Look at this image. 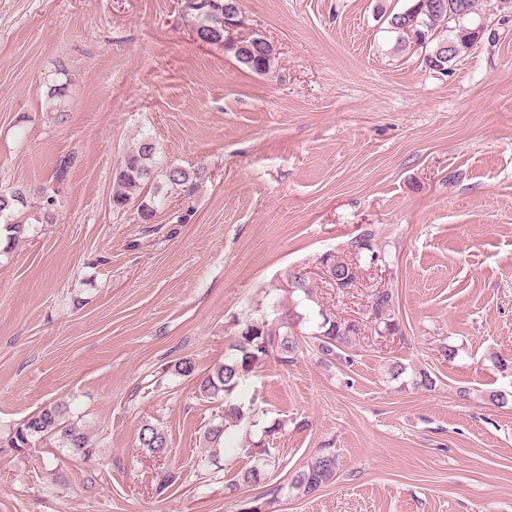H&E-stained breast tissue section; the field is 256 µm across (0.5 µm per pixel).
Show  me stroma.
Segmentation results:
<instances>
[{
  "label": "stroma",
  "instance_id": "stroma-1",
  "mask_svg": "<svg viewBox=\"0 0 512 512\" xmlns=\"http://www.w3.org/2000/svg\"><path fill=\"white\" fill-rule=\"evenodd\" d=\"M405 4L239 0V35L274 48L258 74L198 42L182 0H0V184L44 185L71 162L52 223L0 255V512H237L268 485L277 512H512V404L484 401L512 392V20L491 15L495 44L444 75L394 52L381 16ZM146 133L207 178L188 223L134 249L142 226L113 208L112 172ZM365 230L385 269L346 293L313 282L324 310L362 321L352 362L308 343L262 365L239 389L253 424L201 466L217 406L171 367L223 364L237 321L287 305L289 269L346 256ZM383 281L398 337L368 318ZM422 369L431 390L413 384ZM63 401L90 458L12 447ZM275 419L274 463L239 485ZM147 422L167 457L139 446ZM328 445L336 482L287 491Z\"/></svg>",
  "mask_w": 512,
  "mask_h": 512
}]
</instances>
